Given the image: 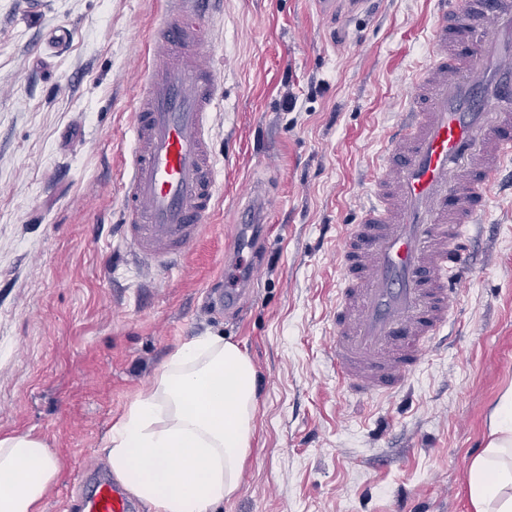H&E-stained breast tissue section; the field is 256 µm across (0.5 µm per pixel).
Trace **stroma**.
Instances as JSON below:
<instances>
[{"mask_svg":"<svg viewBox=\"0 0 512 512\" xmlns=\"http://www.w3.org/2000/svg\"><path fill=\"white\" fill-rule=\"evenodd\" d=\"M223 2L220 194L165 274L122 264L110 231L161 0H0V435L46 442L59 472L43 512H73L128 402L179 344L221 336L250 356L259 391L239 490L215 512H470L467 467L512 385V190L489 198L447 346L399 393L349 394L329 354L336 251L428 60L433 0L354 14ZM55 27L70 33L59 49L46 43ZM256 188L253 296L211 307Z\"/></svg>","mask_w":512,"mask_h":512,"instance_id":"35a3bbf8","label":"stroma"}]
</instances>
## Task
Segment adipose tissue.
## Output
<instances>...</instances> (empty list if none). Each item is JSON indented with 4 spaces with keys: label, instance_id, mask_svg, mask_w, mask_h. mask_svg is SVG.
<instances>
[{
    "label": "adipose tissue",
    "instance_id": "ef3b65f1",
    "mask_svg": "<svg viewBox=\"0 0 512 512\" xmlns=\"http://www.w3.org/2000/svg\"><path fill=\"white\" fill-rule=\"evenodd\" d=\"M258 388L237 344L220 336L181 344L112 424L105 452L113 476L152 512H212L239 490ZM57 475L44 440L0 437V512H41ZM467 487L471 512H512V386L488 414Z\"/></svg>",
    "mask_w": 512,
    "mask_h": 512
}]
</instances>
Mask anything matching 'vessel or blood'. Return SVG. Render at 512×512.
<instances>
[{"label": "vessel or blood", "mask_w": 512, "mask_h": 512, "mask_svg": "<svg viewBox=\"0 0 512 512\" xmlns=\"http://www.w3.org/2000/svg\"><path fill=\"white\" fill-rule=\"evenodd\" d=\"M429 61L411 107L387 133L371 201L344 236L332 359L349 391L396 392L458 305L488 193L512 167V0H434ZM222 0H163L148 45L145 90L119 232L143 267L171 270L206 233L218 193L210 117L219 85L209 25ZM248 226L228 277L251 288ZM105 478L83 512H132Z\"/></svg>", "instance_id": "vessel-or-blood-1"}]
</instances>
